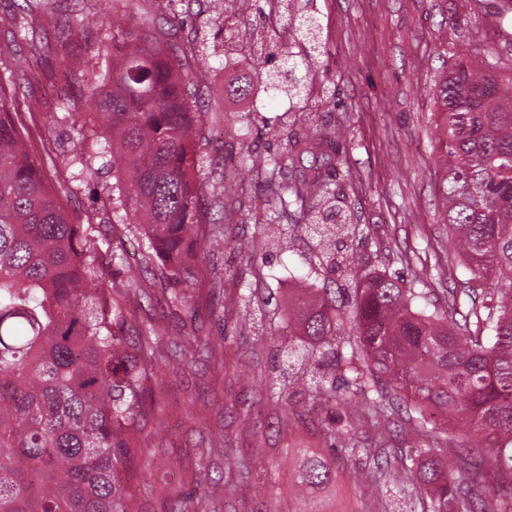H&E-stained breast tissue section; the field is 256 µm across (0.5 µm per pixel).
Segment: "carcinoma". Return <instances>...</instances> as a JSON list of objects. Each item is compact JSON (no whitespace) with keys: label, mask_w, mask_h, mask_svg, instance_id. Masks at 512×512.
Returning a JSON list of instances; mask_svg holds the SVG:
<instances>
[{"label":"carcinoma","mask_w":512,"mask_h":512,"mask_svg":"<svg viewBox=\"0 0 512 512\" xmlns=\"http://www.w3.org/2000/svg\"><path fill=\"white\" fill-rule=\"evenodd\" d=\"M249 7L250 0L219 3L213 47L248 63L282 57V66L257 77L295 99L311 133L299 141L282 132L277 153L242 156V170L268 173L254 208L286 219L281 249L292 232L316 225L326 267L352 266L348 303L326 290L288 312V362L316 376L343 358L345 338L349 383L366 393L373 418L393 425L403 411L431 434L435 411L466 436L484 434L485 443L462 448L444 446L437 435L430 448L378 454L376 485L389 481L406 497L419 484L430 512H512L511 497L491 510L486 490L462 476L465 465L482 467L512 488V85L497 84L492 60L476 67L457 50L438 85L441 216L448 249L470 273L438 306L426 288L353 269L347 239L354 230L323 223L336 210V193L303 165V156L336 138L318 130L311 112L307 74L322 53L319 18L302 0H264L252 20L245 19ZM164 35L112 31L93 93L103 129L88 135L81 114L61 113L76 137L54 164L72 179L97 166L115 170L114 222L134 226L145 265L191 288L192 235L222 245L224 226L200 224L204 114L190 99L203 83L187 70L200 49L194 38L179 45ZM8 86L12 76L0 73V512H133L129 474L158 337L125 335L123 299L134 282L89 280L100 258L95 224L71 222L57 203L11 112L16 92ZM309 389L315 404L336 399L323 380ZM329 479L320 460L302 473L306 485Z\"/></svg>","instance_id":"obj_1"}]
</instances>
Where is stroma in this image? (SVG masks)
Segmentation results:
<instances>
[{
	"label": "stroma",
	"instance_id": "obj_1",
	"mask_svg": "<svg viewBox=\"0 0 512 512\" xmlns=\"http://www.w3.org/2000/svg\"><path fill=\"white\" fill-rule=\"evenodd\" d=\"M162 0H125L113 14L117 27L152 33L161 23ZM0 0V17H32L38 41H18L8 59L23 96L17 110L29 116L36 157L56 179L50 158L69 146L73 131L55 123L58 107L53 82L57 59L66 57L85 74L68 92L73 111L94 110L92 89L98 56L111 44L108 31L92 26L100 0ZM322 26V53L311 74L320 95V129H340L335 144L347 156L338 171L321 166L352 223L358 224L357 261L404 283L425 281L438 300L468 276L448 249V228L437 211L442 177L437 143L435 85L454 62L452 50L468 47L470 61H496L498 83L512 82V0H312ZM169 41L205 35L214 12L197 0H177ZM206 86L194 103L204 112L199 151L208 169L224 172L225 211L204 203L205 223L229 215L228 243L202 248L196 267L209 281H222V293L208 284L189 288L144 271L139 252L125 263L103 265L106 280H133L139 293L126 298V311L138 331L154 328L163 336L155 349V374L145 381L153 410L142 432V463L133 471L138 512H390L388 497L369 481L373 456L407 449L431 439L403 422L398 433L384 434L365 413L361 398L352 406H312L306 390L287 386L276 369L288 344V310L300 295L320 294L326 283L344 287L341 273L316 268L311 239L297 240L294 251L273 244L280 219L255 212L251 199L265 187L263 170L233 169L249 151L266 156L278 150L285 94L264 90L249 66L235 56L207 57ZM249 81L253 94L239 102L226 95L228 83ZM110 171L83 175L60 196L70 220L112 215L105 193ZM252 247L239 252L238 243ZM448 272L446 283L432 280L434 265ZM251 288L259 297L252 309L254 328L241 326L239 313L225 308L226 296ZM184 307L167 305L171 293ZM198 336L203 350L185 355L176 345L181 333ZM353 456L344 457L343 448ZM320 453L332 470L325 487L299 482L303 450ZM241 465L237 493L218 486L228 463Z\"/></svg>",
	"mask_w": 512,
	"mask_h": 512
}]
</instances>
